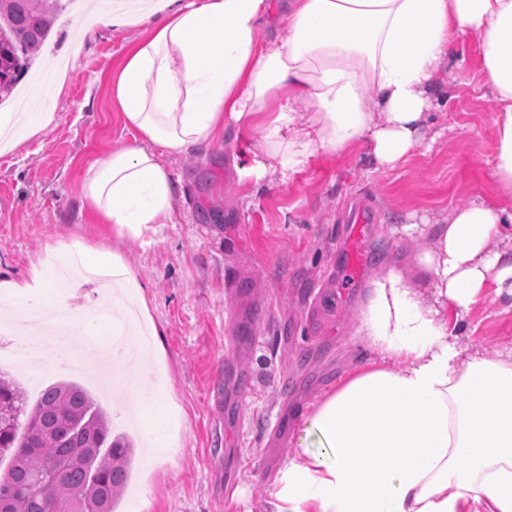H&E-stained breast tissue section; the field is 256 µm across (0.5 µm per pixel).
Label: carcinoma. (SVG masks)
Instances as JSON below:
<instances>
[{
  "mask_svg": "<svg viewBox=\"0 0 512 512\" xmlns=\"http://www.w3.org/2000/svg\"><path fill=\"white\" fill-rule=\"evenodd\" d=\"M62 0H0V95L42 53ZM133 446L72 382L47 387L32 408L0 378V512H113L125 489Z\"/></svg>",
  "mask_w": 512,
  "mask_h": 512,
  "instance_id": "1",
  "label": "carcinoma"
}]
</instances>
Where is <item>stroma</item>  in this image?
Here are the masks:
<instances>
[{
  "instance_id": "1",
  "label": "stroma",
  "mask_w": 512,
  "mask_h": 512,
  "mask_svg": "<svg viewBox=\"0 0 512 512\" xmlns=\"http://www.w3.org/2000/svg\"><path fill=\"white\" fill-rule=\"evenodd\" d=\"M146 29L123 32L64 7L48 51L67 59L63 88L35 92L32 112L52 121L16 149L0 153V283L28 282L34 268L70 249L118 254L135 277L151 337L129 372L141 396L163 384L164 407L115 399L108 367L84 349L108 324L111 296L84 284L62 328L73 337V368L23 358L1 373L28 402L59 381L84 387L113 430L135 444L128 485L116 512H262L289 455L317 451L295 418L279 443L270 438L283 408L323 395L372 351L355 329L367 290L391 259L429 247L404 241V224H431L474 196L497 197L489 175L493 104L477 43L459 39L458 66L443 89L421 146L391 170L374 169L366 149L316 152L279 181L248 154L280 110L257 113L251 128L228 130L208 149L163 154L180 189L170 224L117 237L82 199L87 166L132 142L111 95V76ZM472 344L512 348V312L485 298L464 315ZM179 423L166 451L145 446L143 430L162 411Z\"/></svg>"
}]
</instances>
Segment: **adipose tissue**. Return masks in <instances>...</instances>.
<instances>
[{
    "label": "adipose tissue",
    "instance_id": "ef3b65f1",
    "mask_svg": "<svg viewBox=\"0 0 512 512\" xmlns=\"http://www.w3.org/2000/svg\"><path fill=\"white\" fill-rule=\"evenodd\" d=\"M115 0L97 21L148 29L112 77V98L137 137L85 173L83 198L118 236L174 217L162 153L211 145L285 104L253 145L288 174L314 152L364 144L392 169L421 144L440 107L453 46L475 35L494 103L488 161L512 196V0ZM414 262L374 280L358 335L375 353L304 420L322 450L288 458L265 512H512V351L462 343L461 315L486 297L512 310V208L475 197L428 225ZM37 269L5 291L18 316L62 315V294Z\"/></svg>",
    "mask_w": 512,
    "mask_h": 512
}]
</instances>
